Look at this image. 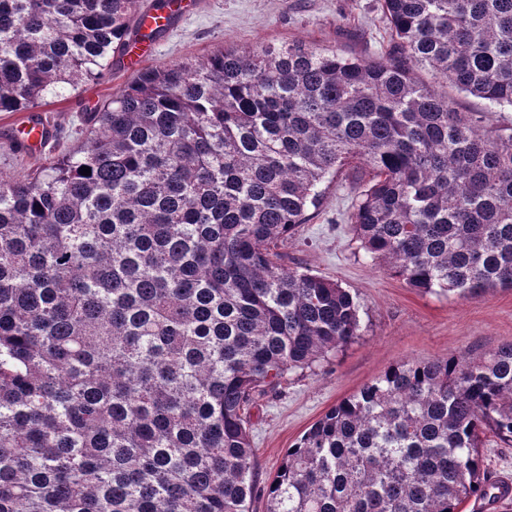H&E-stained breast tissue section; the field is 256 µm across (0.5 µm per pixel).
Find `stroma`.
<instances>
[{"instance_id": "1", "label": "stroma", "mask_w": 512, "mask_h": 512, "mask_svg": "<svg viewBox=\"0 0 512 512\" xmlns=\"http://www.w3.org/2000/svg\"><path fill=\"white\" fill-rule=\"evenodd\" d=\"M197 2L193 16L176 20L154 40L143 68L197 61L217 46L240 49L298 40L375 59L385 56L392 43L380 0ZM130 76V70L116 63L81 93L47 98L40 112L55 136L36 155L13 150L10 133L17 115L0 112V173L29 174L47 158L76 149L89 126L88 109L119 93ZM322 189L319 208L280 252L288 267L335 281L355 295L362 306V331L312 368L290 372L277 390L260 397L252 408L250 440L264 483L313 423L389 366L512 344V289L460 297L410 288L384 263L365 258L350 224L356 200L353 177H337Z\"/></svg>"}]
</instances>
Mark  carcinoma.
Masks as SVG:
<instances>
[{
    "label": "carcinoma",
    "instance_id": "obj_1",
    "mask_svg": "<svg viewBox=\"0 0 512 512\" xmlns=\"http://www.w3.org/2000/svg\"><path fill=\"white\" fill-rule=\"evenodd\" d=\"M381 8L378 60L293 41L138 71L79 149L0 175V512H250L255 395L361 335L356 296L277 252L353 164L369 258L512 288V126L449 94L512 108V0ZM139 12L0 0V112L100 80ZM487 433L512 441V344L403 360L288 449L266 512H459Z\"/></svg>",
    "mask_w": 512,
    "mask_h": 512
}]
</instances>
